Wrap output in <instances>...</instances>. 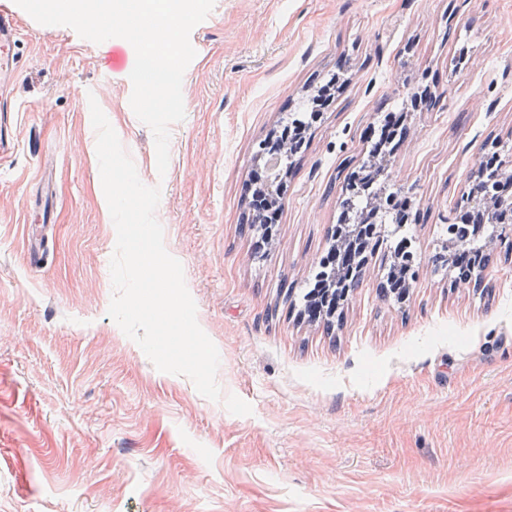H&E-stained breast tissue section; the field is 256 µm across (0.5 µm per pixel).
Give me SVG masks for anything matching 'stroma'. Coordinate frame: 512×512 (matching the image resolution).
Listing matches in <instances>:
<instances>
[{
    "instance_id": "1",
    "label": "stroma",
    "mask_w": 512,
    "mask_h": 512,
    "mask_svg": "<svg viewBox=\"0 0 512 512\" xmlns=\"http://www.w3.org/2000/svg\"><path fill=\"white\" fill-rule=\"evenodd\" d=\"M158 174L130 106L135 51L40 31L17 49L0 160V512H512V254L486 288L432 259L475 163L512 158V0H215ZM346 83L288 166L252 252L258 146L327 74ZM97 100L216 345L221 401L159 372L109 317L116 229ZM400 110L388 186L415 202L331 322L303 320L365 133ZM45 225L46 257L28 262ZM421 264L381 286L395 236ZM248 402L230 414L225 396ZM263 175L255 171L251 179V189L249 191V204L252 210L261 214L263 217V224H260L262 230L258 231L257 244L259 247L265 248L266 243L272 240V229L279 222V215L281 208L276 201L277 197L273 199L265 189L263 184ZM269 235L267 236V233ZM397 258L390 263L386 275L385 288H388L391 294L399 301L408 288V278L406 274L396 265Z\"/></svg>"
}]
</instances>
